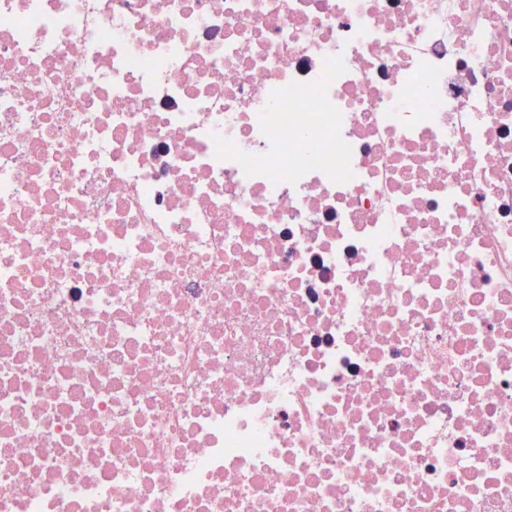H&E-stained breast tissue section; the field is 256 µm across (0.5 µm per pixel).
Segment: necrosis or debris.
<instances>
[{"label": "necrosis or debris", "mask_w": 512, "mask_h": 512, "mask_svg": "<svg viewBox=\"0 0 512 512\" xmlns=\"http://www.w3.org/2000/svg\"><path fill=\"white\" fill-rule=\"evenodd\" d=\"M0 512H512V0H0Z\"/></svg>", "instance_id": "1"}]
</instances>
